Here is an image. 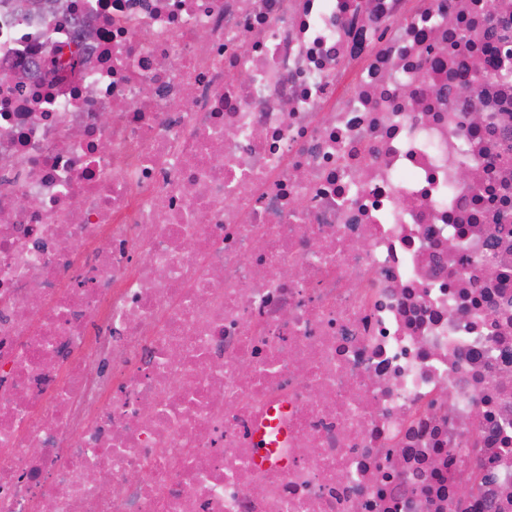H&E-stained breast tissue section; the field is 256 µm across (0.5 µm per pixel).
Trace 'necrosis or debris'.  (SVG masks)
Wrapping results in <instances>:
<instances>
[{
	"mask_svg": "<svg viewBox=\"0 0 512 512\" xmlns=\"http://www.w3.org/2000/svg\"><path fill=\"white\" fill-rule=\"evenodd\" d=\"M70 5L0 0V512H512V0Z\"/></svg>",
	"mask_w": 512,
	"mask_h": 512,
	"instance_id": "necrosis-or-debris-1",
	"label": "necrosis or debris"
}]
</instances>
